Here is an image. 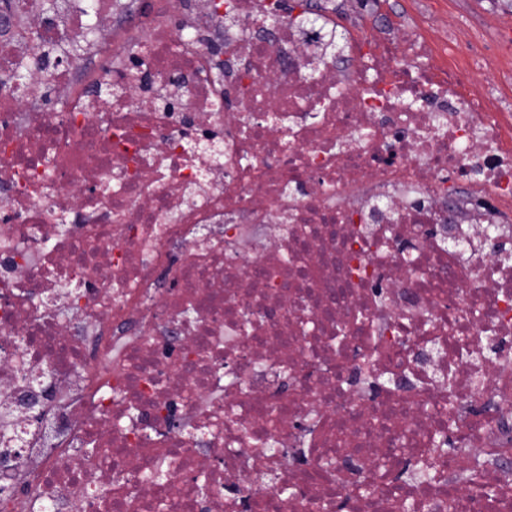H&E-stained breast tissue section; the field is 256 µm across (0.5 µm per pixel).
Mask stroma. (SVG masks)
<instances>
[{"mask_svg":"<svg viewBox=\"0 0 512 512\" xmlns=\"http://www.w3.org/2000/svg\"><path fill=\"white\" fill-rule=\"evenodd\" d=\"M347 21L364 28L370 39L391 33L395 43L421 34L447 54L449 62L460 56H479L471 79L497 91L499 104L512 109V7L506 0H378L370 11L356 0H338Z\"/></svg>","mask_w":512,"mask_h":512,"instance_id":"obj_1","label":"stroma"}]
</instances>
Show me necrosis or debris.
<instances>
[{
  "instance_id": "obj_1",
  "label": "necrosis or debris",
  "mask_w": 512,
  "mask_h": 512,
  "mask_svg": "<svg viewBox=\"0 0 512 512\" xmlns=\"http://www.w3.org/2000/svg\"><path fill=\"white\" fill-rule=\"evenodd\" d=\"M32 4L14 0L1 67L89 38L66 4L30 27ZM268 5L183 0L176 24L162 6L0 85V427L18 437L0 452L37 461L0 468L25 487L0 512H392L400 491L448 512L452 490L512 512L461 458L398 478L400 442L444 428L486 452L482 482L512 480V113L461 94L469 61L421 36L400 60L352 35L349 67H318L333 7L266 41ZM399 365L401 388H372ZM268 433L287 498L244 481Z\"/></svg>"
}]
</instances>
